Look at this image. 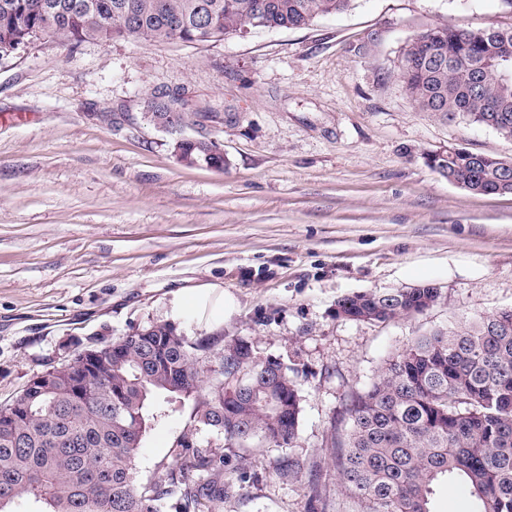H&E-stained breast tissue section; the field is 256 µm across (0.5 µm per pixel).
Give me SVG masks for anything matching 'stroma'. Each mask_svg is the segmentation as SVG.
<instances>
[{
	"label": "stroma",
	"mask_w": 512,
	"mask_h": 512,
	"mask_svg": "<svg viewBox=\"0 0 512 512\" xmlns=\"http://www.w3.org/2000/svg\"><path fill=\"white\" fill-rule=\"evenodd\" d=\"M512 27L503 0H353L300 29H251L205 45L44 36L0 61V404L85 347L167 322L215 348L247 339L294 377L292 446L228 448L210 512H307L281 457L335 472L347 396L419 336L512 307V194H472L430 170L454 145L512 157V141L419 111L402 50L428 29ZM188 102L173 131L145 100ZM214 140L223 168L189 166L178 138ZM429 284L440 299L385 323L337 318L344 295ZM224 288L214 326L180 308ZM189 409L146 434L141 477L175 467Z\"/></svg>",
	"instance_id": "1"
}]
</instances>
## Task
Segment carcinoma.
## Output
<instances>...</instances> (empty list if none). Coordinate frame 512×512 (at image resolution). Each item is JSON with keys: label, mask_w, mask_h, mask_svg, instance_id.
<instances>
[{"label": "carcinoma", "mask_w": 512, "mask_h": 512, "mask_svg": "<svg viewBox=\"0 0 512 512\" xmlns=\"http://www.w3.org/2000/svg\"><path fill=\"white\" fill-rule=\"evenodd\" d=\"M353 0H0V59L37 33L62 44L122 37L204 44L246 29H298L342 13ZM512 62V28L429 29L403 48L402 78L413 104L450 122L491 128L512 140V82L488 81L471 93L486 62ZM185 155L214 168L224 156L186 142ZM512 158L450 146L427 156L439 176L474 194H512ZM439 290L345 295L336 306L348 320L378 322L432 307ZM156 323L119 336V352L89 373L87 402L68 383L44 391L31 379L0 406V512L19 500L40 512H161L181 490L184 512H207L224 497V460L207 448L176 441L180 466L139 481L134 461L154 421L193 403L189 426L222 433L228 445L292 444L300 394L288 368L278 374L251 357L237 338L211 346L174 339ZM219 370L211 372V366ZM242 374L232 385L224 371ZM349 427L333 441L336 481L353 512H432L440 479L468 494L471 512H512V308L464 327L431 331L385 362L376 379L345 404ZM296 459L277 462V475L303 477ZM309 512L326 510L327 483L310 467Z\"/></svg>", "instance_id": "carcinoma-1"}]
</instances>
